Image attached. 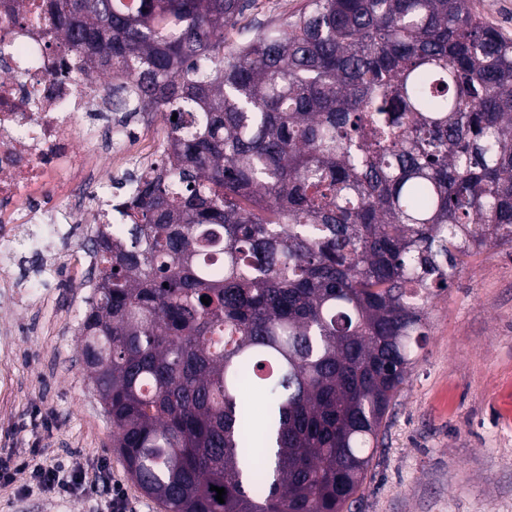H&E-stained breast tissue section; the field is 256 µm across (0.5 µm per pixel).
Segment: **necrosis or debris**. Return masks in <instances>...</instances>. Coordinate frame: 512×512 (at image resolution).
I'll return each mask as SVG.
<instances>
[{"label":"necrosis or debris","mask_w":512,"mask_h":512,"mask_svg":"<svg viewBox=\"0 0 512 512\" xmlns=\"http://www.w3.org/2000/svg\"><path fill=\"white\" fill-rule=\"evenodd\" d=\"M47 42L41 27L18 20L0 0V203L30 212L59 181L78 186L92 177L97 147L81 123L111 107Z\"/></svg>","instance_id":"obj_1"}]
</instances>
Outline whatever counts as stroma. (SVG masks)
<instances>
[{
	"mask_svg": "<svg viewBox=\"0 0 512 512\" xmlns=\"http://www.w3.org/2000/svg\"><path fill=\"white\" fill-rule=\"evenodd\" d=\"M305 0H250L228 41L299 11ZM51 216L26 224L0 246V263L25 262L31 277L58 295L28 312L0 311L14 328L0 344L14 351L13 378L0 398V458L40 450L45 465L105 466L122 484L127 512H164L127 474L112 448V424L84 371L78 312L92 295L85 224H62L66 251L40 268L33 249L52 247ZM350 512H512V247H488L466 259L428 308L427 338L386 419ZM91 493L61 497L29 471L0 481V512H99Z\"/></svg>",
	"mask_w": 512,
	"mask_h": 512,
	"instance_id": "35a3bbf8",
	"label": "stroma"
}]
</instances>
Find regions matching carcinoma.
<instances>
[{"mask_svg": "<svg viewBox=\"0 0 512 512\" xmlns=\"http://www.w3.org/2000/svg\"><path fill=\"white\" fill-rule=\"evenodd\" d=\"M245 5L29 18L165 124L91 239L85 371L165 512H343L429 304L512 246V38L472 0H306L229 45Z\"/></svg>", "mask_w": 512, "mask_h": 512, "instance_id": "obj_1", "label": "carcinoma"}]
</instances>
